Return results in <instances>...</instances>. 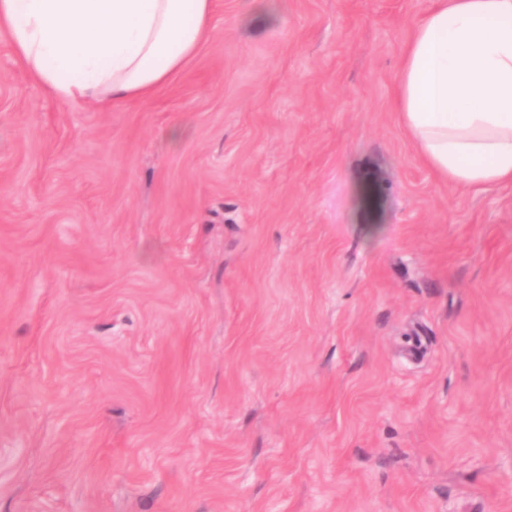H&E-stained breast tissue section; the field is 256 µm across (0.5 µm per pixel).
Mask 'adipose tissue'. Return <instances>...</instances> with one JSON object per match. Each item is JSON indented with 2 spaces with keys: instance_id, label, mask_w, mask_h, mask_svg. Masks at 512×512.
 Wrapping results in <instances>:
<instances>
[{
  "instance_id": "1",
  "label": "adipose tissue",
  "mask_w": 512,
  "mask_h": 512,
  "mask_svg": "<svg viewBox=\"0 0 512 512\" xmlns=\"http://www.w3.org/2000/svg\"><path fill=\"white\" fill-rule=\"evenodd\" d=\"M213 0H0V32L62 101L146 99L209 31ZM394 104L442 180L512 183V0H436L413 32Z\"/></svg>"
}]
</instances>
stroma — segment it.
I'll return each mask as SVG.
<instances>
[{"mask_svg":"<svg viewBox=\"0 0 512 512\" xmlns=\"http://www.w3.org/2000/svg\"><path fill=\"white\" fill-rule=\"evenodd\" d=\"M433 5L216 0L106 109L0 32V512H512V185L394 108Z\"/></svg>","mask_w":512,"mask_h":512,"instance_id":"obj_1","label":"stroma"}]
</instances>
